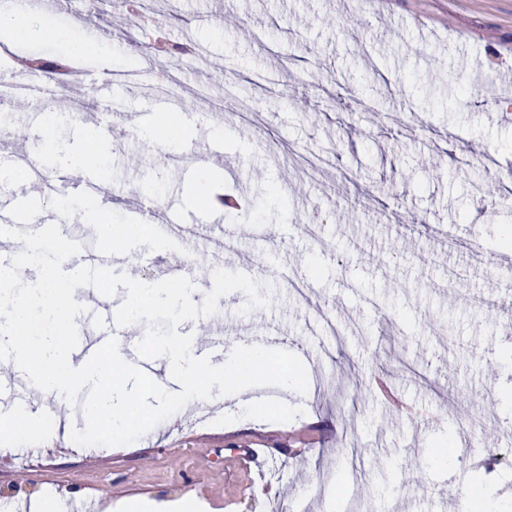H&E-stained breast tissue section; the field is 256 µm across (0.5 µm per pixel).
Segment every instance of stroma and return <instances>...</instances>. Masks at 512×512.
Instances as JSON below:
<instances>
[{"instance_id":"1","label":"stroma","mask_w":512,"mask_h":512,"mask_svg":"<svg viewBox=\"0 0 512 512\" xmlns=\"http://www.w3.org/2000/svg\"><path fill=\"white\" fill-rule=\"evenodd\" d=\"M154 9L0 0V14L49 16L84 46L75 55L56 39L0 40V78L33 58L43 67L31 78L47 86L41 98L0 102V147L27 151L16 129L58 113L51 147L74 150L99 132L95 115L113 114L114 134L100 138L108 168H71L58 197L79 200L91 173L113 198L110 216L124 219L127 198L160 183L157 213L178 225L205 219L209 196L242 197L246 208L224 216L241 228L236 251L176 252L149 226L129 247L155 258L137 278L158 282L174 264L238 271L247 253L272 304L242 316V292L220 298L226 346L285 347L304 358L308 391L242 390L259 407L248 422L237 400L191 402L131 444L90 447L70 439L83 414L47 395L41 411L59 428L0 450V490L44 491L59 512L76 489L95 512L159 493L190 497L196 512H342L352 442L384 469L361 477L364 512H457L476 482L487 512H512L503 493L512 463L483 453L496 427L512 426V315L491 310L506 291L491 274L512 230V0H156ZM59 60L79 81L47 72ZM229 98L236 111H225ZM129 112L178 114L182 141L158 159L154 139L126 130ZM214 147L223 159L212 164ZM207 164L215 180L197 204ZM55 198L43 196L45 209ZM406 210L424 231L398 223ZM450 403L480 412L482 428L460 438ZM447 441L451 466L433 459Z\"/></svg>"}]
</instances>
